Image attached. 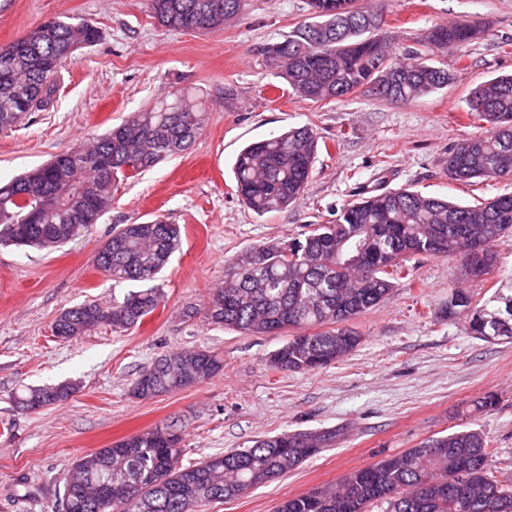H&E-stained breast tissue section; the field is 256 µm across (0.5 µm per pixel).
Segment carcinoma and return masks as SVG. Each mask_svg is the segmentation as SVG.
<instances>
[{"label": "carcinoma", "instance_id": "1", "mask_svg": "<svg viewBox=\"0 0 512 512\" xmlns=\"http://www.w3.org/2000/svg\"><path fill=\"white\" fill-rule=\"evenodd\" d=\"M243 0H150L158 22L174 30L218 32L240 14ZM309 20L262 52L302 100L330 102L368 92L409 104L448 86V70L430 55L457 48L479 34L469 23L428 28L420 48L397 53L393 32L357 0H309ZM101 39L93 24L50 19L0 46V130L46 109L63 64ZM470 115L488 125L448 153L457 181L512 176V74L476 86L466 99ZM207 113L179 91L130 113L105 134L56 155L0 186V245L59 248L98 223L124 181L187 150ZM319 150L309 125L254 141L236 156L233 174L242 203L255 214L286 209L302 195ZM512 233V194L474 204L400 188L342 206L333 224H310L300 237L254 246L235 256L224 281L203 307L210 323L244 334L294 335L270 356L283 371L327 366L356 348L361 337L345 323L378 306L394 288L393 275L410 256H457L462 239L489 246ZM181 245L179 225L157 218L117 226L94 256L96 269L115 282L142 288L110 306L88 302L63 310L53 335L76 340L108 325L140 324L163 302L152 285ZM448 320L465 319L469 334L512 340V280L482 303L456 290ZM224 360L204 349L160 355L132 382L134 396L152 397L203 383ZM69 381L26 387L16 410L34 412L67 401ZM181 428L173 422L126 436L76 458L63 477L55 512H100L102 488L117 512H196L210 502L242 495L280 478L336 443V430L286 431L248 448L215 453L185 464ZM492 453L477 429L431 437L401 453L346 473L336 487L313 489L281 501L274 512H512V490L489 475Z\"/></svg>", "mask_w": 512, "mask_h": 512}]
</instances>
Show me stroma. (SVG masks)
<instances>
[{
	"mask_svg": "<svg viewBox=\"0 0 512 512\" xmlns=\"http://www.w3.org/2000/svg\"><path fill=\"white\" fill-rule=\"evenodd\" d=\"M417 47L434 24L466 20L481 33L462 50L433 57L448 88L409 104L357 93L313 103L278 89L261 55L309 17L307 0H245L240 16L215 33L174 31L152 18L149 0H0V46L51 18L86 20L102 37L62 70L52 104L0 131V185L67 147L101 135L164 91L202 96L208 120L184 153L129 179L89 232L47 251L0 245V512H52L54 490L76 458L178 418L185 458L244 448L293 430L335 428L333 447L278 480L199 512H274L282 500L333 485L422 440L474 428L489 440L490 474L512 487V341L469 336L444 318L452 289L474 300L490 282L461 277L452 257L410 258L406 276L375 309L352 320L359 345L326 367L278 371L270 355L287 335H247L210 324L209 292L241 251L335 220L354 194L410 188L474 203L512 193V177L474 185L449 179L445 161L479 132L466 99L480 83L512 73V0H362ZM236 91L224 97L225 86ZM304 124L327 145L301 199L262 216L237 195L232 165L247 143ZM163 217L178 224L182 247L158 274L165 303L137 326H101L79 340L54 337L64 309L111 304L132 290L93 263L113 225ZM206 348L224 369L197 386L150 399L131 395L133 380L159 355ZM71 381L75 393L37 413L18 412L15 392ZM494 395L488 412L472 401Z\"/></svg>",
	"mask_w": 512,
	"mask_h": 512,
	"instance_id": "1",
	"label": "stroma"
}]
</instances>
